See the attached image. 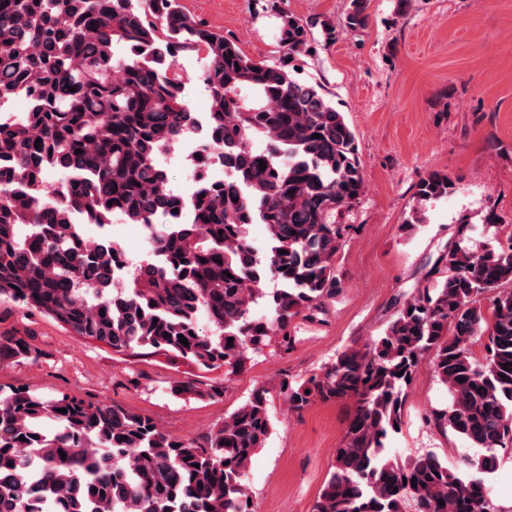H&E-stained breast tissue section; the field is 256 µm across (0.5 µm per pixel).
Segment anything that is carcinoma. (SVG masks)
I'll list each match as a JSON object with an SVG mask.
<instances>
[{
    "mask_svg": "<svg viewBox=\"0 0 512 512\" xmlns=\"http://www.w3.org/2000/svg\"><path fill=\"white\" fill-rule=\"evenodd\" d=\"M367 8L350 0L347 24L365 27ZM278 19L283 55L267 64L179 0H0V111L19 97L31 103L0 118V300L117 353L151 349L227 376L271 337L290 341L293 319L336 294L347 230L336 214L364 181L344 113L319 84L296 77L309 25L287 11ZM184 52L204 54L207 149L230 170L189 200L157 163L198 128L184 100ZM257 138L267 143L260 153ZM56 169L68 186L54 201L46 175ZM455 188L446 173L422 179L406 225L422 223V205ZM186 204L191 223H156L155 213ZM84 212L99 225L114 214L147 225L163 262L149 258L113 284L119 251L79 240L73 220ZM252 224L268 231L259 257ZM468 231L458 227L428 272L435 286L417 289L381 336L296 387L281 381L297 413L316 398L354 404L313 512H498L487 481L512 447V291H498L512 285V233L475 252ZM271 277L279 287L270 292ZM487 294L489 312L479 300ZM261 299L265 318L253 316ZM484 335L478 359L472 346ZM35 352L31 337L0 333V362ZM426 354L450 394L427 420L477 449L453 470L434 454L403 464L385 453ZM171 391L211 399L224 387L174 380ZM267 394L255 390L196 445L117 403L0 388V512H252L244 477L270 435ZM45 419L57 423L54 434L42 430Z\"/></svg>",
    "mask_w": 512,
    "mask_h": 512,
    "instance_id": "obj_1",
    "label": "carcinoma"
}]
</instances>
